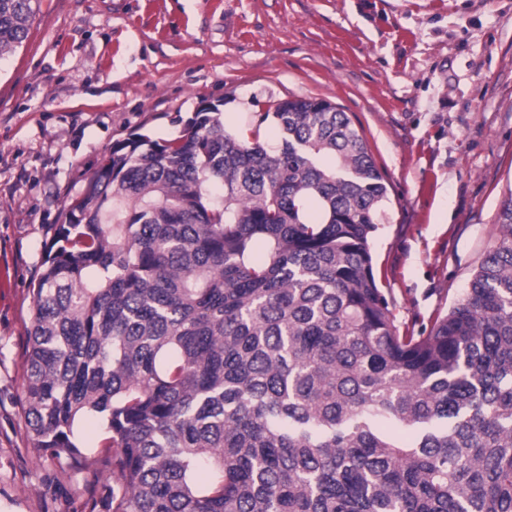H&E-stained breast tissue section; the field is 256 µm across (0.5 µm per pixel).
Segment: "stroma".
<instances>
[{
    "mask_svg": "<svg viewBox=\"0 0 512 512\" xmlns=\"http://www.w3.org/2000/svg\"><path fill=\"white\" fill-rule=\"evenodd\" d=\"M291 98L346 112L387 183L372 240L397 323L433 326L512 194V0H37L0 57V512H84L112 472L34 447V281L61 212L115 143L179 135L204 102L239 134Z\"/></svg>",
    "mask_w": 512,
    "mask_h": 512,
    "instance_id": "stroma-1",
    "label": "stroma"
}]
</instances>
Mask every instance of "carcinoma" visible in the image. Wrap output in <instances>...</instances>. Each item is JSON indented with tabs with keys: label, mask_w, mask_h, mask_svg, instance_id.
I'll return each mask as SVG.
<instances>
[{
	"label": "carcinoma",
	"mask_w": 512,
	"mask_h": 512,
	"mask_svg": "<svg viewBox=\"0 0 512 512\" xmlns=\"http://www.w3.org/2000/svg\"><path fill=\"white\" fill-rule=\"evenodd\" d=\"M33 2L0 0V55ZM387 199L324 100L112 146L47 249L25 359L35 447L112 467L88 512H512V195L428 332L378 281Z\"/></svg>",
	"instance_id": "1"
}]
</instances>
